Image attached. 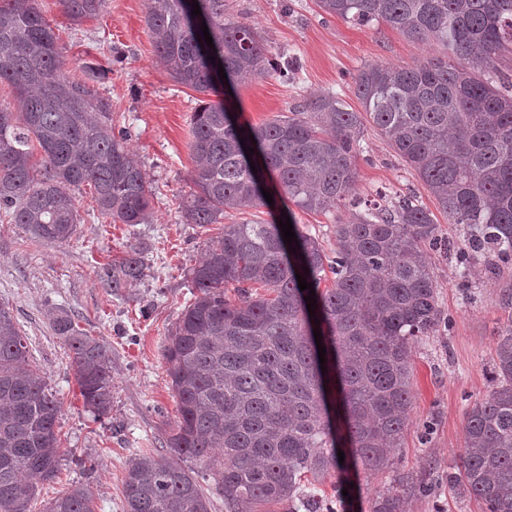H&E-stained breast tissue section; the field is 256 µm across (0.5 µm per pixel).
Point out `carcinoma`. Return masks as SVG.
<instances>
[{
  "label": "carcinoma",
  "instance_id": "1",
  "mask_svg": "<svg viewBox=\"0 0 512 512\" xmlns=\"http://www.w3.org/2000/svg\"><path fill=\"white\" fill-rule=\"evenodd\" d=\"M198 3L197 17L185 0H148L145 22L174 82L206 95L242 77L269 75L261 33L226 13L224 0ZM61 4L81 22L97 16L105 0ZM318 6L444 52L413 67L361 68L353 77L360 112L328 94L243 132L222 102L192 113L195 167L180 207L187 223L222 224L224 232L206 240V260L189 270L198 295L164 349L178 412L167 444L171 455L208 465L225 512H256L261 504L320 512L316 484L332 473L340 475L334 491L343 510L349 472L384 469L400 445L412 404L410 344L442 320L427 255L448 249V242L412 195L360 209L364 118L448 223L463 225L462 277L478 253L490 274L512 261V81L497 68L512 55V0H318ZM3 83L19 107L0 109V209L13 223L38 240L67 242L79 223L74 191L84 185L112 223H146L149 190L126 135L115 134L112 104L67 73L38 0H0ZM246 146L254 153L246 155ZM268 176L282 200L302 211L351 207V217L334 225V255L296 223L299 246L284 242L279 222L292 212L273 216L274 205L261 192ZM260 207L271 219L224 223L232 212ZM144 270L132 247L104 276L117 291ZM298 274L315 290L312 317ZM53 328L70 351L84 407L98 418L107 415L111 350L67 317L56 318ZM315 329L326 347L323 365ZM494 379L487 398L467 412L464 454L448 468V486L479 500L483 512H512L511 324L498 332ZM59 415L14 316L0 306V512H28L38 484L58 477ZM398 485L402 490L378 494L371 512H407L408 496L427 492L409 477ZM123 497L125 512H210L196 477L151 453L129 459ZM45 512L96 510L79 484Z\"/></svg>",
  "mask_w": 512,
  "mask_h": 512
}]
</instances>
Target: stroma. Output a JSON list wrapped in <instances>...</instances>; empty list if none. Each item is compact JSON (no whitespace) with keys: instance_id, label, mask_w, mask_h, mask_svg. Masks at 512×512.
I'll list each match as a JSON object with an SVG mask.
<instances>
[{"instance_id":"1","label":"stroma","mask_w":512,"mask_h":512,"mask_svg":"<svg viewBox=\"0 0 512 512\" xmlns=\"http://www.w3.org/2000/svg\"><path fill=\"white\" fill-rule=\"evenodd\" d=\"M62 48L71 76L90 80L112 104V125L128 134L127 146L151 192L148 223H111L95 208L89 187L75 194L80 222L71 240L49 244L0 212V305L10 309L28 338L33 366L61 406V470L40 484L29 512L72 485L89 490L96 512H124L125 464L135 453L163 454L177 420L176 400L163 349L184 307L197 294L189 271L204 256L205 242L222 233L213 224L186 223L179 206L194 167L190 119L197 92L174 82L159 62L145 23L147 0H106L98 16L73 23L59 0H40ZM226 11L262 33L274 71L236 85L240 123L260 126L310 98L335 94L359 109L353 77L364 65H412L440 52L387 28L358 27L324 14L316 0H225ZM288 76H281L282 67ZM358 161L357 192L387 205L409 192L436 212L440 235L454 249L459 225L438 214L424 186L372 125H365ZM145 264L142 279L120 291L104 282L106 267L130 248ZM439 305L449 326H437L413 342L410 353L412 406L400 448L389 467L361 475L347 512H370L373 497L398 476L428 478L459 464L465 446L466 413L493 388L495 334L512 319L498 302L512 288V263L499 275L475 264L467 285L456 276V255L434 252ZM74 319L112 352V410L96 418L85 411L55 317ZM429 479V478H428ZM432 481V480H431ZM408 512H481L477 501L459 497L446 480H433L426 495L408 500Z\"/></svg>"}]
</instances>
